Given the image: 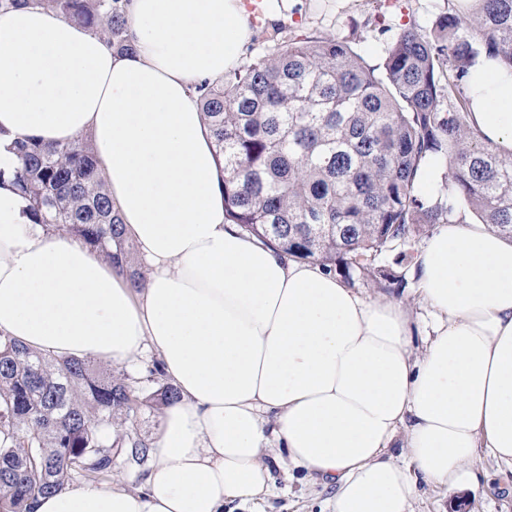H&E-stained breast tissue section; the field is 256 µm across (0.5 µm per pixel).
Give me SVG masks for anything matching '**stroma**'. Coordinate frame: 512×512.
<instances>
[{
  "instance_id": "35a3bbf8",
  "label": "stroma",
  "mask_w": 512,
  "mask_h": 512,
  "mask_svg": "<svg viewBox=\"0 0 512 512\" xmlns=\"http://www.w3.org/2000/svg\"><path fill=\"white\" fill-rule=\"evenodd\" d=\"M448 0H296L283 13L282 20L295 36L334 35L346 38L370 63H380L384 48L393 35L407 23H415L422 32H430L435 17L446 11ZM428 240L420 234L405 249L404 260L389 252L375 261L385 272L404 277L405 285L392 289L395 298L415 306L419 327L415 344H422L424 329L431 316L418 303V281L414 268ZM275 489L272 496L258 505H245L235 512H324L332 489L324 487L300 472L273 466ZM479 485L475 492L458 496L426 484H419L413 512H512V471L500 467L491 457H482L477 465Z\"/></svg>"
}]
</instances>
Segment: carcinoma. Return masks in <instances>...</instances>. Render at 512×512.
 Returning a JSON list of instances; mask_svg holds the SVG:
<instances>
[{
  "label": "carcinoma",
  "instance_id": "1",
  "mask_svg": "<svg viewBox=\"0 0 512 512\" xmlns=\"http://www.w3.org/2000/svg\"><path fill=\"white\" fill-rule=\"evenodd\" d=\"M128 0H0V10L35 4L134 50ZM275 51L198 86L201 108L224 159L225 221L289 257L315 261L381 289L378 254L408 245L427 227L473 211L512 237V158L468 123L467 76L480 55L512 68V0H479L440 13L433 34L411 25L371 65L338 36L267 35ZM12 183L39 224L98 250L119 272L128 265L119 213L84 139L16 141ZM448 160L446 196L424 197L428 158ZM179 399L164 384L140 395L86 359L31 351L0 335V512H34L42 495L77 477L112 473L115 460L141 466L149 446L120 432L134 409Z\"/></svg>",
  "mask_w": 512,
  "mask_h": 512
}]
</instances>
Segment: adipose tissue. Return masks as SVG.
Wrapping results in <instances>:
<instances>
[{"instance_id": "obj_1", "label": "adipose tissue", "mask_w": 512, "mask_h": 512, "mask_svg": "<svg viewBox=\"0 0 512 512\" xmlns=\"http://www.w3.org/2000/svg\"><path fill=\"white\" fill-rule=\"evenodd\" d=\"M127 18L121 55L43 8L0 11V169L17 139L91 135L149 270L134 288L0 180V334L121 366L149 348L180 394L143 490L71 485L36 512H224L272 493L271 446L334 487L329 512H412L421 483L475 488L483 453L512 469V239L466 212L436 226L416 262L433 335L416 350L408 304L224 221L196 86L239 65L245 0H129ZM468 93L470 125L512 156V71L477 57Z\"/></svg>"}]
</instances>
